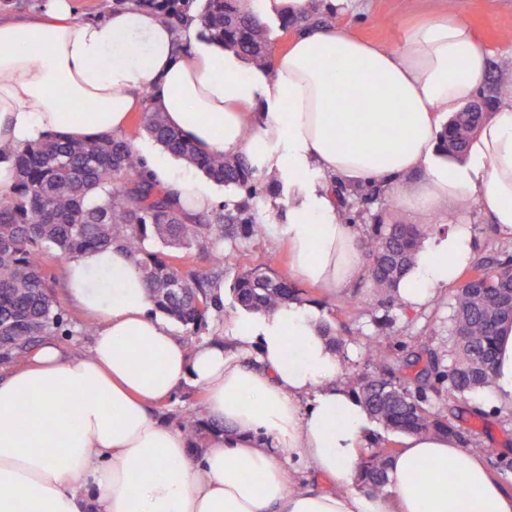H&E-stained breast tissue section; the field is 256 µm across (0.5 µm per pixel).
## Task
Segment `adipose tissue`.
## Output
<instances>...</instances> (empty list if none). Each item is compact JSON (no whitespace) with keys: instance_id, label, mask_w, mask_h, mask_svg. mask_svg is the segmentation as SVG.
Here are the masks:
<instances>
[{"instance_id":"obj_1","label":"adipose tissue","mask_w":512,"mask_h":512,"mask_svg":"<svg viewBox=\"0 0 512 512\" xmlns=\"http://www.w3.org/2000/svg\"><path fill=\"white\" fill-rule=\"evenodd\" d=\"M200 28L194 18L174 29L138 7L79 21L72 0L0 14V193L16 149L50 132L78 141L120 132L149 97L200 147L247 156L277 179L281 196L260 210H284L272 232L294 275L328 293L365 274L363 236L344 223L333 179L381 184L412 211L469 203L512 235V99L496 104L462 158L439 147L441 119L488 77L465 19L429 17L394 48L338 24L312 27L269 72ZM145 162L184 207L214 202L205 181L174 176V158ZM419 168L424 178L411 180ZM474 255L467 226L454 225L417 252L400 304L428 305ZM64 273L69 301L98 328L87 354L47 341L0 376V512H512V492L481 456L442 434H402L387 493L360 490L373 421L318 307L241 311L220 340L190 347L125 251L80 253ZM186 384L203 391L217 426L197 454L179 425L149 411Z\"/></svg>"}]
</instances>
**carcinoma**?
Wrapping results in <instances>:
<instances>
[{"instance_id":"1","label":"carcinoma","mask_w":512,"mask_h":512,"mask_svg":"<svg viewBox=\"0 0 512 512\" xmlns=\"http://www.w3.org/2000/svg\"><path fill=\"white\" fill-rule=\"evenodd\" d=\"M136 6L155 11L179 27L192 13L202 21V36L243 55L254 67L271 69L269 30L240 0H109L113 10ZM336 13L280 18L283 31L330 24ZM485 112H458L444 125L442 150L463 156L486 118ZM142 129L171 155L202 171L213 182L232 188L238 198L210 212L186 210L170 190L154 181L131 138L105 135L75 141L61 134L18 148L14 184L0 197V360L24 357L43 336L65 324L44 258L53 252L68 259L87 250L119 247L132 257L149 286L159 311L192 331L223 307L218 296L224 274V242L236 243L261 231L253 201L280 191L261 176L245 155L204 152L169 125L163 112L145 100ZM334 191L347 223L366 222V277L373 308L398 306L397 282L411 269L429 229L390 223L371 212L381 189L352 191L340 182ZM196 249L210 265L207 271H180L165 250ZM274 259L237 274L230 285L240 309L271 312L288 302L305 301V291L272 268ZM448 343L421 344L405 360L393 359L368 346L370 368L353 375L352 391L371 418L396 432L439 433L464 448L486 453L478 435L448 418V395L465 401L494 386L493 365L501 331L512 326V258L494 267L483 261L454 289L448 302ZM191 440L217 430L198 404L184 424ZM396 453L380 448L362 457L360 481L375 493L386 488V467Z\"/></svg>"}]
</instances>
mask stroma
I'll use <instances>...</instances> for the list:
<instances>
[{"instance_id": "1", "label": "stroma", "mask_w": 512, "mask_h": 512, "mask_svg": "<svg viewBox=\"0 0 512 512\" xmlns=\"http://www.w3.org/2000/svg\"><path fill=\"white\" fill-rule=\"evenodd\" d=\"M453 9L475 28L478 39L488 51L490 68L487 85L498 89L500 98L512 96V0H350L345 12L337 14L338 23L347 26L358 37L385 47L400 45L406 27L430 14ZM392 221L421 224L432 233L446 230L449 223L467 225L476 243L477 260L512 256V236L496 232L488 216L478 208L458 210L450 220L428 217L416 212L388 206ZM275 258L274 268L289 273V257L284 241L256 235L235 247L224 249V280L232 282L243 269ZM325 323L335 332H349L353 338L347 347L348 369H363L366 353L364 340H371L381 350H396L406 357L416 345L438 344L448 339L449 291H441L427 309L409 311L403 308L373 313L363 310L373 292L366 281H358L346 292L330 297L321 289L308 287ZM481 408L483 417H475L473 408ZM458 425L473 429L494 454L487 463L494 480L512 490V411H503L492 394L472 398L470 403H457Z\"/></svg>"}]
</instances>
